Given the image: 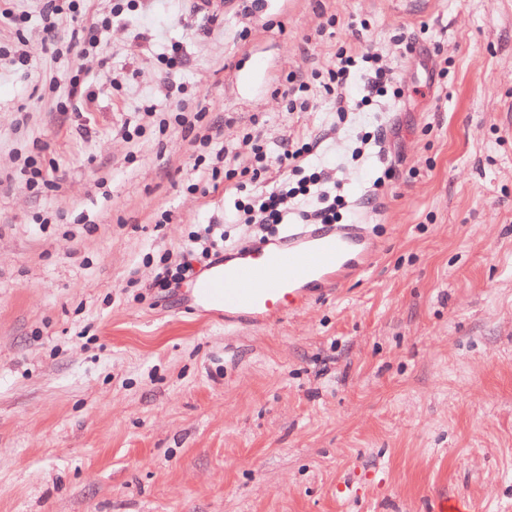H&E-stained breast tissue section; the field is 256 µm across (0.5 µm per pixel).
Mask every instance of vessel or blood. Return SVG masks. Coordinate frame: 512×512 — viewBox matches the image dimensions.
Here are the masks:
<instances>
[{"label": "vessel or blood", "mask_w": 512, "mask_h": 512, "mask_svg": "<svg viewBox=\"0 0 512 512\" xmlns=\"http://www.w3.org/2000/svg\"><path fill=\"white\" fill-rule=\"evenodd\" d=\"M377 256L367 225L305 224L225 253L196 277L194 298L222 308L228 323L273 322L362 276Z\"/></svg>", "instance_id": "obj_1"}]
</instances>
